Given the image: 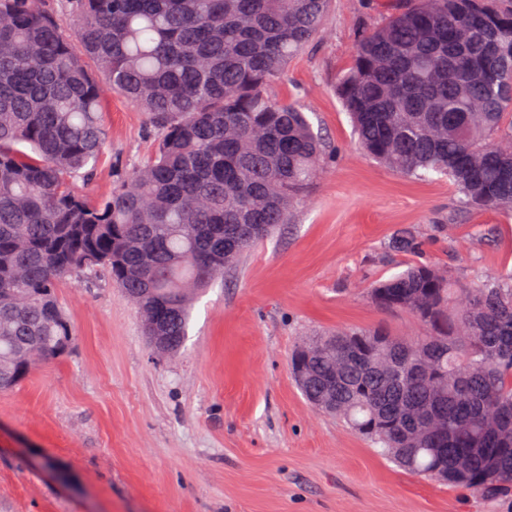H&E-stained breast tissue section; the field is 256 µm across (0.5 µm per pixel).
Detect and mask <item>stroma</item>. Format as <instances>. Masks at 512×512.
Returning <instances> with one entry per match:
<instances>
[{
  "label": "stroma",
  "instance_id": "1",
  "mask_svg": "<svg viewBox=\"0 0 512 512\" xmlns=\"http://www.w3.org/2000/svg\"><path fill=\"white\" fill-rule=\"evenodd\" d=\"M406 0H333L324 37L297 55L279 97L299 100L335 151L294 218L197 299L180 353L153 352L106 272L58 288L72 352L0 391V512H512L405 473L302 397L289 358L316 333L383 328L412 338L407 312L367 290L427 262L462 282L512 269V216L470 210L445 179L400 176L365 158L336 95L363 29ZM111 142L89 198L108 193L154 142L142 113L109 93ZM418 231L421 253L388 250Z\"/></svg>",
  "mask_w": 512,
  "mask_h": 512
}]
</instances>
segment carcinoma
Returning <instances> with one entry per match:
<instances>
[{"label": "carcinoma", "mask_w": 512, "mask_h": 512, "mask_svg": "<svg viewBox=\"0 0 512 512\" xmlns=\"http://www.w3.org/2000/svg\"><path fill=\"white\" fill-rule=\"evenodd\" d=\"M330 0H0V389L74 346L60 281L100 268L145 335L184 345L197 291L291 223L331 156L275 85ZM95 69H89L87 61ZM145 113L154 152L95 201L105 91ZM336 92L362 151L512 211V0H415L362 33ZM399 232L389 250L414 254ZM421 336L317 334L292 353L316 409L408 473L512 495V272L471 288L410 264L371 288ZM437 415L443 437L422 433Z\"/></svg>", "instance_id": "1"}]
</instances>
